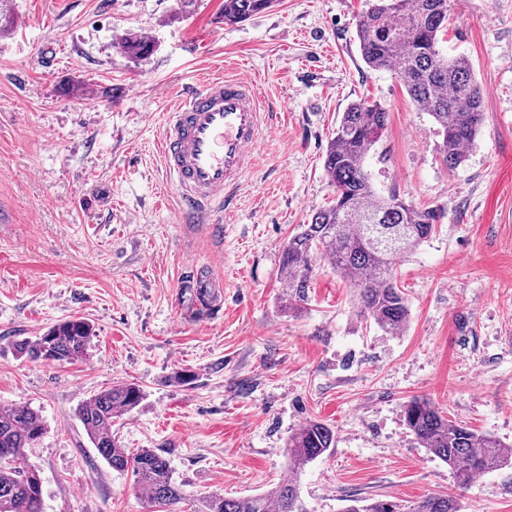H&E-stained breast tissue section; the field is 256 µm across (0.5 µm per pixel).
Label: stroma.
<instances>
[{
	"mask_svg": "<svg viewBox=\"0 0 512 512\" xmlns=\"http://www.w3.org/2000/svg\"><path fill=\"white\" fill-rule=\"evenodd\" d=\"M23 27L0 34V404L30 405L45 433L29 451L45 512H149L129 472L97 453L78 407L117 382L139 406L113 428L130 451L163 455L177 512L206 494L268 492L288 475V437L308 420L336 446L299 472L308 512L350 500L412 508L440 494L462 512H512V468L459 488L401 416L429 398L453 421L512 445V0H454L444 54L467 58L485 122L466 161L446 166L399 77L361 59L365 0H275L238 25L224 0H8ZM147 35L132 59L115 42ZM255 77L280 118L258 147L220 231L182 224L158 143L179 92ZM384 104L366 159L381 194L441 209L435 234L396 282L407 325L390 336L358 316L355 292L320 262L300 314L281 308V249L333 189L322 167L346 106ZM215 271L222 316L197 320L194 270ZM80 317L79 362L30 361L14 345ZM191 373L188 382L180 381ZM117 46L123 54L134 58L148 55L153 49V44L150 40L134 31H127L121 35Z\"/></svg>",
	"mask_w": 512,
	"mask_h": 512,
	"instance_id": "35a3bbf8",
	"label": "stroma"
}]
</instances>
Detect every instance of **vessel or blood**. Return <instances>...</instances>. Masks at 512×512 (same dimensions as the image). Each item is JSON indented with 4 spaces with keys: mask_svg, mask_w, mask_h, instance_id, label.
<instances>
[{
    "mask_svg": "<svg viewBox=\"0 0 512 512\" xmlns=\"http://www.w3.org/2000/svg\"><path fill=\"white\" fill-rule=\"evenodd\" d=\"M272 125L254 78L216 77L183 90L159 142L164 168L180 190V223L206 224L211 212L232 211L234 189Z\"/></svg>",
    "mask_w": 512,
    "mask_h": 512,
    "instance_id": "b4317fda",
    "label": "vessel or blood"
}]
</instances>
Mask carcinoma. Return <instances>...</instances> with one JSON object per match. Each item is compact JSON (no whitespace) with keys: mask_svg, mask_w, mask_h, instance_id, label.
<instances>
[{"mask_svg":"<svg viewBox=\"0 0 512 512\" xmlns=\"http://www.w3.org/2000/svg\"><path fill=\"white\" fill-rule=\"evenodd\" d=\"M275 0H224V23L237 24L270 9ZM357 19L356 37L367 67L398 75L415 105L434 121L443 162L455 168L466 160L485 121L483 91L470 62L449 58L439 49L448 31L451 0H367ZM117 46L128 57L149 54L153 44L127 31ZM389 112L377 102L359 100L342 112L323 157L334 197L299 225L282 246L281 277L288 291L285 307L308 303L317 263L326 260L355 289L360 313L385 334L399 335L408 320V301L397 287V264L426 242L442 219L434 207H418L396 194L383 196L365 169L370 150L382 137ZM92 327L73 318L15 351L32 360L73 362L88 353ZM143 392L135 383H118L85 401L78 409L98 454L119 472H129L146 491L152 512H174L183 499L181 484L169 462L152 449L131 453L118 444L112 427L139 405ZM403 422L418 445L448 465L457 486L475 476L512 467V446L441 415L426 398L402 406ZM44 422L27 404L0 405V512H44L41 479L28 463L27 449L43 436ZM334 429L309 420L288 437V478L270 491L250 497L205 495L197 512H307L297 475L309 462L331 453ZM346 512H399V505L377 499L351 505ZM410 512H461L458 500L427 496Z\"/></svg>","mask_w":512,"mask_h":512,"instance_id":"cac0c4a2","label":"carcinoma"}]
</instances>
